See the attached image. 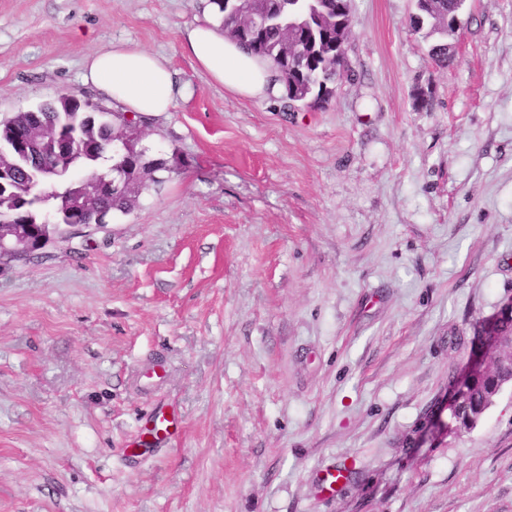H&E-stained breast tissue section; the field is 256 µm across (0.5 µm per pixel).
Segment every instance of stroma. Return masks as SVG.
Instances as JSON below:
<instances>
[{"label":"stroma","instance_id":"obj_1","mask_svg":"<svg viewBox=\"0 0 512 512\" xmlns=\"http://www.w3.org/2000/svg\"><path fill=\"white\" fill-rule=\"evenodd\" d=\"M208 9L0 0V120L98 99L118 41L188 87L139 121L179 173L0 266V512H512V383L447 408L512 301V0H465L445 69L415 0H353L352 77L295 112L183 53ZM158 407L181 436L132 456Z\"/></svg>","mask_w":512,"mask_h":512}]
</instances>
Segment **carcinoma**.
<instances>
[{
  "instance_id": "1",
  "label": "carcinoma",
  "mask_w": 512,
  "mask_h": 512,
  "mask_svg": "<svg viewBox=\"0 0 512 512\" xmlns=\"http://www.w3.org/2000/svg\"><path fill=\"white\" fill-rule=\"evenodd\" d=\"M431 17L425 19L420 30L424 37H438L431 45L429 56L438 67H446L452 61L445 37L452 30L450 22L459 15L464 0H433ZM218 8L221 26L231 38L247 45L261 58L269 61L280 74L283 85L282 99L288 107L297 104L294 90L311 88L317 93L326 91L327 104L336 91L337 63L331 57V42L336 39V21H348L351 17V0H266L256 4L237 0H210ZM259 14L262 24L260 32L246 34L247 13ZM301 24V37L313 45L288 49V22ZM43 124L42 144L18 161L13 178L0 186V225L17 224L23 215H33L41 221L39 206L54 201V215L58 227L53 234L66 232L70 221L87 227L101 221V214H127L138 205L143 192L164 182L159 173L171 174L180 167L179 157L125 159L112 154V167L103 172L100 160L109 154L110 141L123 135L132 137L140 134L138 122L121 118L116 125L110 113L90 98H81L72 91L62 92L49 103L34 108ZM29 111H21L0 122V150L11 139L13 126L27 121ZM66 137L73 143L69 154L61 161L56 157L48 139ZM58 163L57 171L51 176L43 175V168ZM127 166L132 187L123 188L110 196L90 198L82 188V180L112 178V168ZM512 381V375L499 366H487L467 380V392L462 403L451 412L455 426L471 429L492 404L493 398L503 385Z\"/></svg>"
}]
</instances>
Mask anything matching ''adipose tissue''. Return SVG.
<instances>
[{
	"instance_id": "adipose-tissue-1",
	"label": "adipose tissue",
	"mask_w": 512,
	"mask_h": 512,
	"mask_svg": "<svg viewBox=\"0 0 512 512\" xmlns=\"http://www.w3.org/2000/svg\"><path fill=\"white\" fill-rule=\"evenodd\" d=\"M182 49L213 83L230 93L264 100L282 90L271 63L225 35L219 20L186 27ZM83 80L136 117L169 111L179 93L174 73L163 58L124 43L87 58Z\"/></svg>"
}]
</instances>
